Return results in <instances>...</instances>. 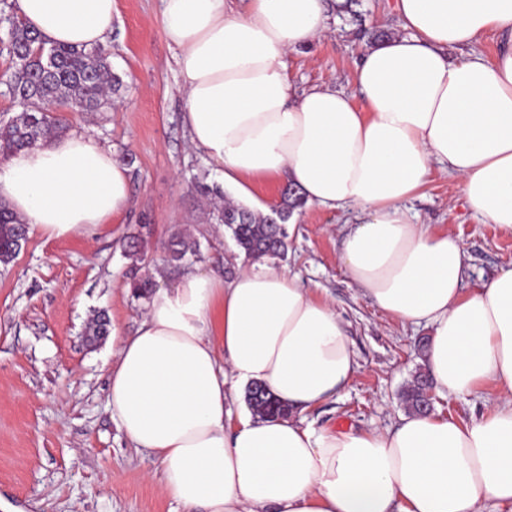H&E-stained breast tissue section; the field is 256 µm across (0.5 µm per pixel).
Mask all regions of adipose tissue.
<instances>
[{
	"instance_id": "adipose-tissue-1",
	"label": "adipose tissue",
	"mask_w": 512,
	"mask_h": 512,
	"mask_svg": "<svg viewBox=\"0 0 512 512\" xmlns=\"http://www.w3.org/2000/svg\"><path fill=\"white\" fill-rule=\"evenodd\" d=\"M345 0H161L177 50L191 146L239 197L292 182L307 203L353 208L340 262L382 313L431 330L424 357L448 396L493 384L500 402L467 422L402 417L396 430L315 429L306 413L358 362L335 307L264 262L232 278L189 272L153 290L134 335H113L107 407L161 464L181 512H484L512 507V265L464 286L467 252L408 207L433 170L455 175L485 223L512 232V0H396L398 36L354 63L356 95L296 91L291 51L324 35ZM113 0H17L50 43L106 44ZM0 201L30 233L93 237L130 204L129 169L71 132L0 162ZM285 418L232 415L251 383Z\"/></svg>"
}]
</instances>
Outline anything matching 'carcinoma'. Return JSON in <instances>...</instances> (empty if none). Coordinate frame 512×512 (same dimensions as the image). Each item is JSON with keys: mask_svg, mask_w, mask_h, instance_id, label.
<instances>
[{"mask_svg": "<svg viewBox=\"0 0 512 512\" xmlns=\"http://www.w3.org/2000/svg\"><path fill=\"white\" fill-rule=\"evenodd\" d=\"M7 37L14 66L3 72L0 80L14 89L18 112L7 122L0 123V159L68 132L67 118L53 114L50 106L56 105L64 111L96 112L111 104L112 94L121 87L120 78L112 73L110 52L103 46L90 50L49 46L34 27L23 21L14 23ZM304 205L303 196L287 184L281 191L280 202L267 214L245 205L226 203L216 209V219L230 231L245 257L254 261L278 258L287 250L286 224ZM25 240V224L0 203V263H11ZM168 252L171 259L179 261L188 255H197L199 244L176 235L169 241ZM130 288L134 298L146 300L153 290V282L135 277ZM109 326L107 317L98 315L87 328L88 340L97 342L109 335ZM420 379H427L421 371L402 393L405 409L412 413L420 411ZM246 398L251 409L262 418L288 415V408L263 384L249 386Z\"/></svg>", "mask_w": 512, "mask_h": 512, "instance_id": "carcinoma-1", "label": "carcinoma"}]
</instances>
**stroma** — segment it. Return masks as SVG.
<instances>
[{"instance_id": "obj_1", "label": "stroma", "mask_w": 512, "mask_h": 512, "mask_svg": "<svg viewBox=\"0 0 512 512\" xmlns=\"http://www.w3.org/2000/svg\"><path fill=\"white\" fill-rule=\"evenodd\" d=\"M359 20L339 14L334 32L288 56L296 89L354 92V59L372 46L370 30L394 34V0H357ZM112 70L122 87L101 112L70 115V128L112 145L131 170L127 211L92 239L28 236L0 265V512H179L159 491L161 466L134 447L106 406L112 342L91 346L84 328L105 313L119 335H134L144 311L130 276L175 285L188 271L226 274L250 267L229 231L211 217L214 200L196 182L220 175L188 147L176 51L162 34L159 0H114ZM409 207L423 223L457 236L469 256L468 285L512 264V233L484 223L458 180L433 172L427 195ZM357 218L312 205L295 212L288 249L270 264L332 302L352 341L359 369L330 400L307 413L315 428H395L406 411L401 393L422 365L429 328L402 325L364 296L340 262L341 241ZM141 232L149 266L135 264L123 238ZM191 236L200 258L167 259L173 233ZM497 391L435 395L434 413L467 421L493 408Z\"/></svg>"}]
</instances>
